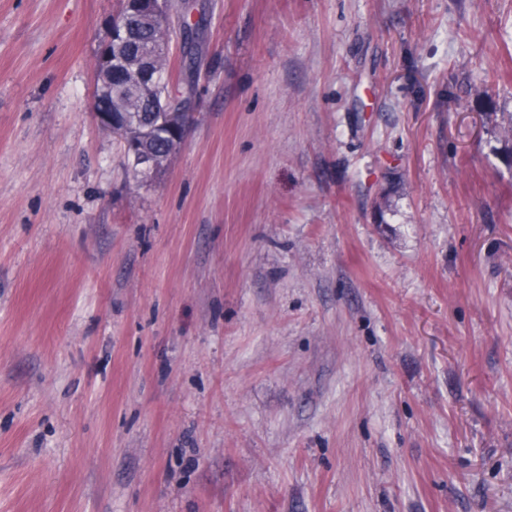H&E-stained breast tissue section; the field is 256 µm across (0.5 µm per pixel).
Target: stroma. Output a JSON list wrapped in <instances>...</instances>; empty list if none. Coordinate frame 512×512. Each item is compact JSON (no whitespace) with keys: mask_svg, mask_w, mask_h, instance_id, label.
<instances>
[{"mask_svg":"<svg viewBox=\"0 0 512 512\" xmlns=\"http://www.w3.org/2000/svg\"><path fill=\"white\" fill-rule=\"evenodd\" d=\"M121 0H0V512H512V0H197L136 177ZM182 8L184 11L189 13L191 17L195 16V10H196V4L195 0H182ZM188 14H185L182 18L181 23V29L179 30L183 34L185 42L189 45V49L184 52L183 51V60H184V66L188 70H192L196 64V44H197V37H196V30L198 28V23H192L190 22V17ZM195 47V49H194ZM165 112L169 113V121L165 126L168 130L169 137L176 143L174 154L181 146L186 128V118L189 115V110H183L176 102H171L168 106L164 107Z\"/></svg>","mask_w":512,"mask_h":512,"instance_id":"stroma-1","label":"stroma"}]
</instances>
